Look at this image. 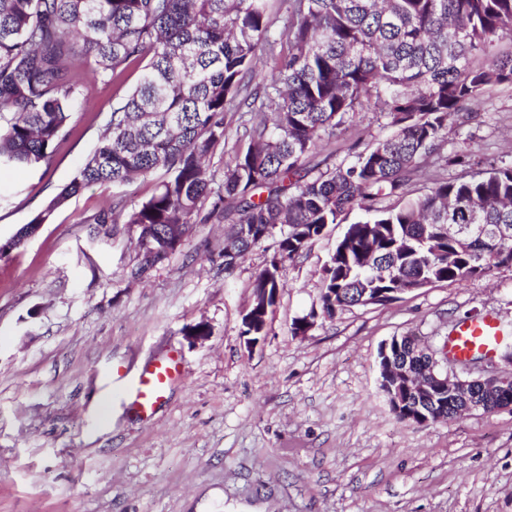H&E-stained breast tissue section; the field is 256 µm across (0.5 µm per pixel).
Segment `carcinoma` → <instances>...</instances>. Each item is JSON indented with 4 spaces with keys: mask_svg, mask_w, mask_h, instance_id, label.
I'll use <instances>...</instances> for the list:
<instances>
[{
    "mask_svg": "<svg viewBox=\"0 0 512 512\" xmlns=\"http://www.w3.org/2000/svg\"><path fill=\"white\" fill-rule=\"evenodd\" d=\"M274 37L266 0H0V165L50 163L78 104L97 82L137 85L116 98L105 130L77 176L31 220L96 185L119 189L155 170L164 178L140 205L124 195L91 224L129 226L138 279L177 251L198 224L229 225L224 277L282 226L252 293L281 288L280 271L324 228L357 207L371 220L347 227L325 266L318 310L331 319L397 285L460 282L512 267V166L415 189L484 97L512 83V0H283ZM262 55L277 66L248 90ZM388 118L389 136L325 170L310 159L362 100ZM259 119L229 143L225 109ZM228 156L220 182L209 169ZM383 198H393L379 207ZM389 356L423 369L413 342ZM472 398L434 390L391 406L402 420L450 421Z\"/></svg>",
    "mask_w": 512,
    "mask_h": 512,
    "instance_id": "1",
    "label": "carcinoma"
}]
</instances>
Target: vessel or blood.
<instances>
[{
    "label": "vessel or blood",
    "instance_id": "b4317fda",
    "mask_svg": "<svg viewBox=\"0 0 512 512\" xmlns=\"http://www.w3.org/2000/svg\"><path fill=\"white\" fill-rule=\"evenodd\" d=\"M500 335L496 318L460 324L446 342V351L452 358L466 360L475 355H491ZM184 371L180 359L168 355L164 359L145 364L123 384V401L146 415L154 411L168 387Z\"/></svg>",
    "mask_w": 512,
    "mask_h": 512
}]
</instances>
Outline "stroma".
<instances>
[{
	"instance_id": "obj_1",
	"label": "stroma",
	"mask_w": 512,
	"mask_h": 512,
	"mask_svg": "<svg viewBox=\"0 0 512 512\" xmlns=\"http://www.w3.org/2000/svg\"><path fill=\"white\" fill-rule=\"evenodd\" d=\"M115 88L100 83L50 164L0 168V238L68 184L95 149ZM391 132L370 108L313 163L332 166ZM512 165V84L485 97L441 157ZM113 189H85L26 246L0 258V512H512V409L444 423L399 420L378 386L382 346L434 349L460 321L512 328V268L412 290L317 320L325 265L353 210L281 271L258 344L243 336L266 241L224 275V226L193 228L180 250L131 280L124 224L90 218ZM204 324L205 339L191 328ZM176 353L185 374L144 417L116 396L119 374Z\"/></svg>"
}]
</instances>
